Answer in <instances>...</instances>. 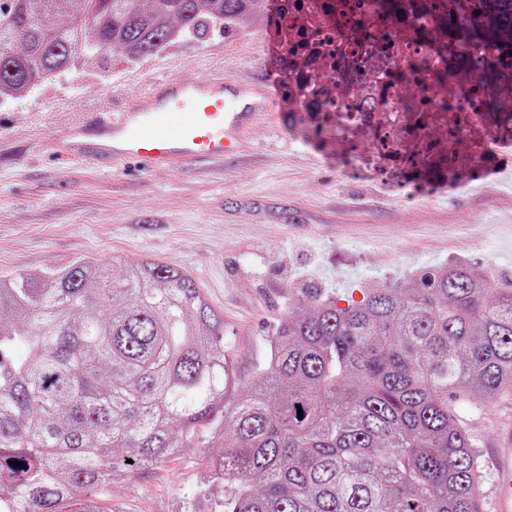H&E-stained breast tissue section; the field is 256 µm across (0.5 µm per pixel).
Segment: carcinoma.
I'll list each match as a JSON object with an SVG mask.
<instances>
[{
	"label": "carcinoma",
	"instance_id": "1",
	"mask_svg": "<svg viewBox=\"0 0 512 512\" xmlns=\"http://www.w3.org/2000/svg\"><path fill=\"white\" fill-rule=\"evenodd\" d=\"M278 27L300 29L279 66L290 78L307 38L349 57L392 37L373 59L393 87H443L454 64L475 74L489 117L501 79L497 32L448 28V0H272ZM267 0H0V97L55 76L77 56L135 59L175 37L224 32ZM412 14L424 23L389 25ZM483 408L512 396V287L449 266L362 299L313 289L287 310L269 361L234 381L224 317L191 276L144 261L79 258L0 279V512H101L112 482L199 442L217 427L211 478L232 489L220 512H478L485 476L448 394ZM21 462V467L11 465Z\"/></svg>",
	"mask_w": 512,
	"mask_h": 512
}]
</instances>
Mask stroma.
Masks as SVG:
<instances>
[{
	"mask_svg": "<svg viewBox=\"0 0 512 512\" xmlns=\"http://www.w3.org/2000/svg\"><path fill=\"white\" fill-rule=\"evenodd\" d=\"M266 15L230 34L184 36L134 60L106 52L78 59L29 93L0 101V278L63 267L79 257L109 264L155 259L188 271L224 316V347L239 381L268 359L279 316L317 286L361 299L375 282L405 284L426 269L467 263L512 284V192L488 157L487 177L425 168L389 153L364 155L335 127L314 128L274 108L253 133V151L224 166L111 174L91 160L50 155L74 116L107 95L176 75L261 79ZM478 450L512 421V397L479 410L450 398ZM203 445L131 471L113 483L105 512H205L228 494L208 470L215 431Z\"/></svg>",
	"mask_w": 512,
	"mask_h": 512,
	"instance_id": "stroma-1",
	"label": "stroma"
}]
</instances>
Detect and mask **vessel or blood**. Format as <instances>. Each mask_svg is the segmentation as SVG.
Masks as SVG:
<instances>
[{
  "label": "vessel or blood",
  "mask_w": 512,
  "mask_h": 512,
  "mask_svg": "<svg viewBox=\"0 0 512 512\" xmlns=\"http://www.w3.org/2000/svg\"><path fill=\"white\" fill-rule=\"evenodd\" d=\"M263 80L207 74L187 82L176 76L124 96L119 109L72 120L54 151L90 158L119 174L129 165L150 171L187 163L223 164L248 145L252 127L265 122L284 80L274 61L281 46L265 39ZM494 476L489 512H512V426L499 428L487 450Z\"/></svg>",
  "instance_id": "vessel-or-blood-1"
}]
</instances>
